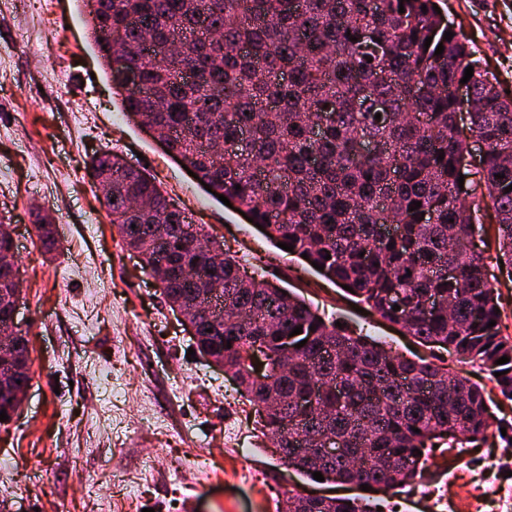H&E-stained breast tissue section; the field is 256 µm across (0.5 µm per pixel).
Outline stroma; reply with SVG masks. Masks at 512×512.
<instances>
[{
	"label": "stroma",
	"mask_w": 512,
	"mask_h": 512,
	"mask_svg": "<svg viewBox=\"0 0 512 512\" xmlns=\"http://www.w3.org/2000/svg\"><path fill=\"white\" fill-rule=\"evenodd\" d=\"M482 68L512 91V0H442ZM83 0H0V222L19 263L18 330L32 380L0 424V512H277L286 493L357 497L281 466L235 380L206 359L138 257L122 247L85 163L114 150L147 168L194 224L327 320L407 357L440 360L492 391L494 421L512 425V401L488 372L420 345L368 313L333 283L276 249L240 213L216 201L182 163L123 112L102 69ZM56 218L47 260L39 210ZM135 494L116 496L118 479ZM512 494V448L497 433L449 448L438 441L415 483L374 493L382 512H500Z\"/></svg>",
	"instance_id": "1"
}]
</instances>
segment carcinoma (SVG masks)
<instances>
[{"instance_id":"carcinoma-1","label":"carcinoma","mask_w":512,"mask_h":512,"mask_svg":"<svg viewBox=\"0 0 512 512\" xmlns=\"http://www.w3.org/2000/svg\"><path fill=\"white\" fill-rule=\"evenodd\" d=\"M85 2L122 111L143 114L141 129L181 156L210 195L246 209L272 244L293 246L297 259L307 254L305 264L324 266L320 276L351 287L380 319L500 373L493 381L512 397V336L475 244L484 241L477 212L485 203L512 275V96L458 35L443 39L439 0L375 8L371 0ZM469 66V130L487 151L463 172L468 143L450 88ZM88 174L96 185L112 182L103 198L112 224L169 305L219 309L199 316L196 346L238 381L263 435L300 475L395 489L420 475L417 451L431 438L487 436L493 418L481 386L320 321L304 299L262 276L261 259L243 278L230 249L193 227L155 178L121 155H93ZM387 224L395 234L380 243ZM37 230L54 252L53 224L42 218ZM18 277L17 262L0 263V325ZM428 296L439 303L430 313ZM28 344L15 334L14 376L0 385L8 414L15 390L31 380ZM255 345L265 349L266 383L243 356ZM503 356L510 361L496 364ZM307 395L302 412L295 399ZM325 438L344 452H320ZM281 512L369 510L357 498L288 496Z\"/></svg>"}]
</instances>
